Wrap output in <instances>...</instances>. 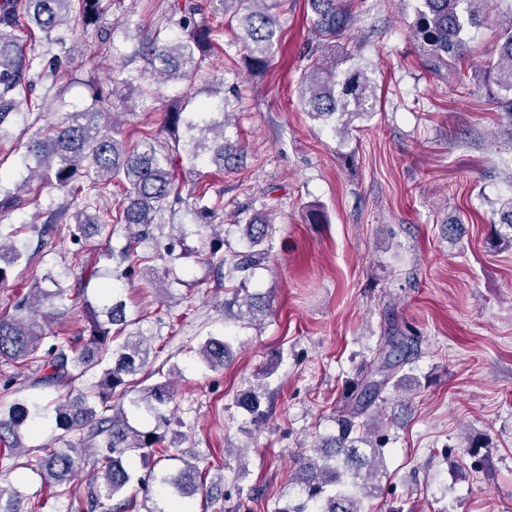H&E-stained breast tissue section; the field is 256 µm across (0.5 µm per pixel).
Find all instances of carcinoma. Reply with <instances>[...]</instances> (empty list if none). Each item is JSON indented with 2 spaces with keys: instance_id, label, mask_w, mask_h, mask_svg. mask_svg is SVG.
<instances>
[{
  "instance_id": "obj_1",
  "label": "carcinoma",
  "mask_w": 512,
  "mask_h": 512,
  "mask_svg": "<svg viewBox=\"0 0 512 512\" xmlns=\"http://www.w3.org/2000/svg\"><path fill=\"white\" fill-rule=\"evenodd\" d=\"M284 0H206L215 13L231 14L237 22L236 44L246 67L263 72L271 64L281 38L277 10ZM415 19L411 35L426 53L425 65L439 71L457 72L465 58L472 29L483 24L486 0H415ZM506 4L508 22L501 28L498 60L482 71L481 78L489 87L495 104L512 121V0H496ZM315 14V30L332 40L350 25L352 16L343 0H310ZM204 4V5H206ZM204 5L187 0L174 10L169 25L178 33L161 38L159 33L137 42L130 52H117L112 34L101 31L104 51L119 54L125 62L143 59L152 66L158 82L192 81L201 72L207 56L218 46L214 30L195 22ZM104 12L103 0H0V140L6 136V124L19 113L17 94L50 82L46 91L55 87L53 66L57 55L49 52L28 55L23 51L21 35L39 31L47 44H64L56 33L70 25L84 29L98 26ZM111 86L88 84L92 107L67 113L65 120L54 126L44 138L28 146L23 177L16 192L0 196V211L25 205L22 193L30 184L53 182L56 186L87 199V206L73 213L74 230L70 239L87 246L90 235H99L114 224H123L130 234L120 250V262L126 271H134L142 261L137 248L150 235V226L169 198L179 199L175 183L176 162L194 164L201 160L224 169L225 162L235 158L236 146L225 136L229 117L236 101L221 97L202 102L189 111L190 99H183L167 112L165 124L185 130L183 150L156 141L128 143L121 138L116 113H106L115 96L136 103L146 96L138 87L123 79L110 77ZM299 100L308 115L324 123L338 121L333 131L348 135L353 122L374 113L375 83L361 67L344 73L316 58L306 66L298 85ZM111 116V122L101 118ZM114 186L123 196L119 206L111 209L100 205L103 189ZM208 188H195L194 213L201 224H212L221 207L220 201L206 203ZM500 224L506 229L498 233L499 244L512 246V197L502 204ZM244 232L250 247L233 251L218 262L228 267L229 275L239 280L232 298L224 308H237L235 318L249 323L263 320L271 312L270 300L246 288L252 271L265 258L261 245L269 241L273 221L259 211L245 218ZM0 233V283L8 279L11 267L19 260L14 245L6 246ZM108 272L97 266L84 269L73 288L71 298L82 299L88 310L90 334L80 337L49 334L39 322L42 307H55L68 296V289L49 272L42 281L52 288L36 286L16 302L14 313L0 315V363L13 365L22 372L36 364L29 387L40 389L43 396L0 401V446L22 453L20 432L37 433L44 422L52 420L64 432L83 431L91 439L102 436L106 451L93 458L92 465L103 479L107 498L122 495L134 479L126 462V454L156 456L158 469L148 478L160 486L165 505L153 504L146 512H190L189 499L203 492L204 482L197 466L170 453L165 437L141 432L128 424L124 410L112 404V395L139 394L131 400L135 407L146 409L157 420L167 423L175 415L173 391L168 383L147 387L145 368L151 347L139 331H130L124 303L108 299L102 291L100 302L93 306L87 293L93 280ZM417 340L408 329L388 324L386 336L379 346L376 364L351 383L337 419V432L324 437L308 453L295 462L291 490L297 497L278 512H367L365 502L381 492L379 477L385 469L386 435L379 433V403L384 401L387 387L401 385L405 367L412 364ZM199 357L210 368H222L230 360L229 344L210 336L199 347ZM89 376L98 381L83 389L76 385ZM264 385L258 382L244 390L238 404L254 422L264 421L262 403ZM81 456L76 448L41 447V454L30 457L24 467L36 472L57 495L74 498L77 489L71 485ZM22 497L11 487L0 485V512H40L41 504L33 502L22 508Z\"/></svg>"
}]
</instances>
